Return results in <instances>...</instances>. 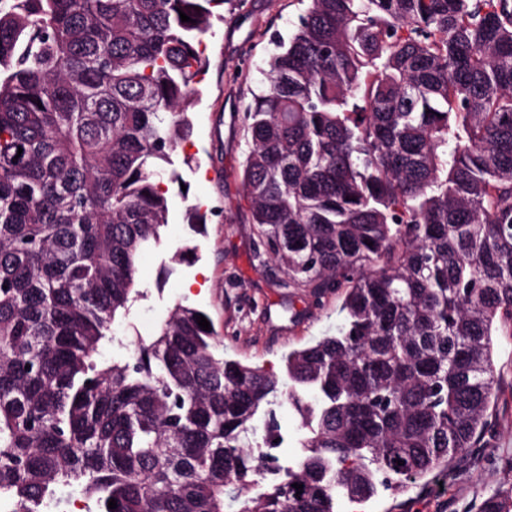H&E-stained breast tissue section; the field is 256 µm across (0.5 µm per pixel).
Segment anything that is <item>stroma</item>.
<instances>
[{
	"label": "stroma",
	"instance_id": "obj_1",
	"mask_svg": "<svg viewBox=\"0 0 512 512\" xmlns=\"http://www.w3.org/2000/svg\"><path fill=\"white\" fill-rule=\"evenodd\" d=\"M303 10L301 0H244L235 17L214 8L212 30L203 38L200 96L194 130L173 155L179 181H165L170 220L161 244L144 254L138 273L140 296L126 318L102 341L97 361L127 356L137 339H150L176 303L205 311L224 355L280 371L292 349L335 332L343 321L342 298L288 294L275 287L273 271L255 256L257 237L242 182L247 150L244 114L265 85L267 62L278 39L288 38ZM191 165H184V158ZM201 234L192 238L193 263L170 265L173 248L187 236L189 217ZM195 278L196 288L184 282ZM495 365L502 391L491 411L487 447L457 457L426 485L394 497L381 494L365 503L341 500L339 512H475L483 499L512 481V336L497 339Z\"/></svg>",
	"mask_w": 512,
	"mask_h": 512
}]
</instances>
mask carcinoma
<instances>
[{
	"label": "carcinoma",
	"instance_id": "obj_1",
	"mask_svg": "<svg viewBox=\"0 0 512 512\" xmlns=\"http://www.w3.org/2000/svg\"><path fill=\"white\" fill-rule=\"evenodd\" d=\"M211 2L0 0L6 512H338L484 446L512 336V0H306L276 42L244 117L256 256L292 293L345 290L336 333L277 374L177 304L94 359L169 224ZM280 396L292 464L249 443L261 417L283 440ZM478 512H512V482ZM279 423L281 432L285 437V442L281 447L283 458H288V461L296 457L301 448H297V438L299 433L297 431L298 420L292 411L288 410V405L279 407L278 411Z\"/></svg>",
	"mask_w": 512,
	"mask_h": 512
}]
</instances>
